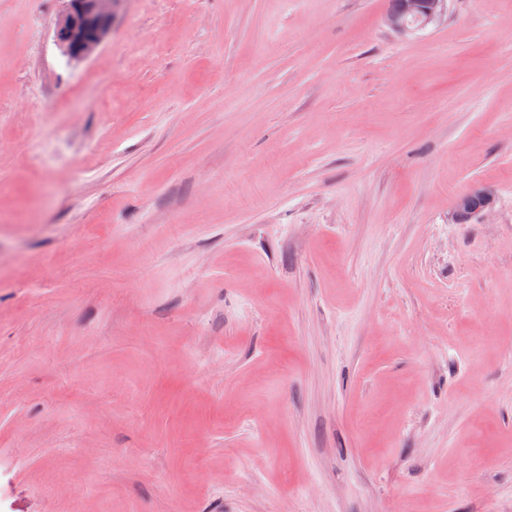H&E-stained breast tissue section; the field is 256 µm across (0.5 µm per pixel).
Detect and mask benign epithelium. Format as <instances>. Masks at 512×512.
Instances as JSON below:
<instances>
[{"label":"benign epithelium","mask_w":512,"mask_h":512,"mask_svg":"<svg viewBox=\"0 0 512 512\" xmlns=\"http://www.w3.org/2000/svg\"><path fill=\"white\" fill-rule=\"evenodd\" d=\"M64 8L54 28V43L69 63L91 57L112 29L122 0H63ZM448 10V0H398V9L385 16V23L401 33H412L434 24ZM494 193L477 184L454 202L457 220L468 219L488 209Z\"/></svg>","instance_id":"obj_1"}]
</instances>
